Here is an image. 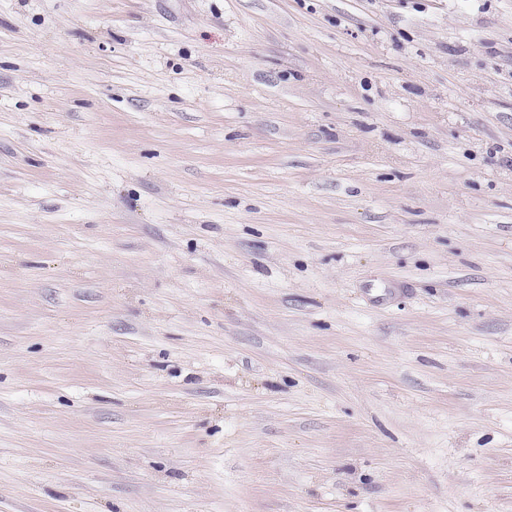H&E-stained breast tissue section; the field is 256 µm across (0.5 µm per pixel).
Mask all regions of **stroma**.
<instances>
[{
  "label": "stroma",
  "mask_w": 512,
  "mask_h": 512,
  "mask_svg": "<svg viewBox=\"0 0 512 512\" xmlns=\"http://www.w3.org/2000/svg\"><path fill=\"white\" fill-rule=\"evenodd\" d=\"M0 512H512V0H0Z\"/></svg>",
  "instance_id": "35a3bbf8"
}]
</instances>
